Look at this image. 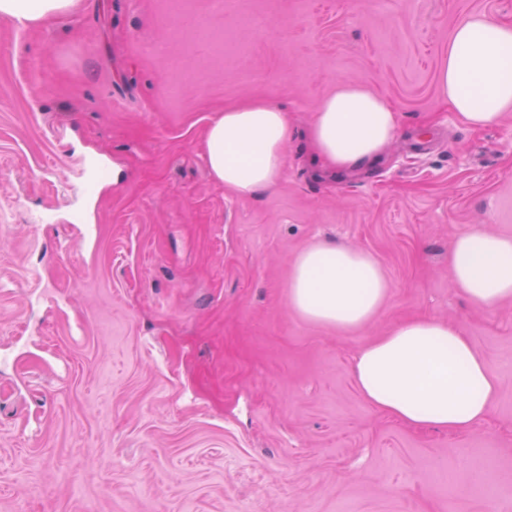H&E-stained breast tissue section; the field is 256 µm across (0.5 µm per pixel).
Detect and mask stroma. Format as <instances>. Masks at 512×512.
Here are the masks:
<instances>
[{"mask_svg": "<svg viewBox=\"0 0 512 512\" xmlns=\"http://www.w3.org/2000/svg\"><path fill=\"white\" fill-rule=\"evenodd\" d=\"M474 12L512 25V0H78L0 25V512H512V299L448 280L454 235L512 236V111L473 128L439 100ZM342 81L386 95L400 131L335 175L305 132ZM262 97L288 112V166L241 198L206 131ZM323 242L381 263L369 326L289 307ZM421 316L499 378L465 434L355 387L354 354Z\"/></svg>", "mask_w": 512, "mask_h": 512, "instance_id": "1", "label": "stroma"}]
</instances>
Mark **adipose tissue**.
Segmentation results:
<instances>
[{"mask_svg": "<svg viewBox=\"0 0 512 512\" xmlns=\"http://www.w3.org/2000/svg\"><path fill=\"white\" fill-rule=\"evenodd\" d=\"M75 0H0V23L51 21ZM440 101L470 126L495 124L512 110V26L474 13L459 23L439 72ZM288 114L274 101L247 100L217 114L205 138L212 178L241 197L276 188L285 173ZM398 133L397 110L359 82L338 83L321 99L307 131L312 160L343 171L377 157ZM448 278L473 305L512 297V237L477 228L456 234ZM379 262L331 243L298 254L288 303L303 319L339 331L372 321L388 294ZM355 386L377 412L404 426L461 434L483 421L498 378L463 332L435 318L404 322L361 348Z\"/></svg>", "mask_w": 512, "mask_h": 512, "instance_id": "ef3b65f1", "label": "adipose tissue"}]
</instances>
